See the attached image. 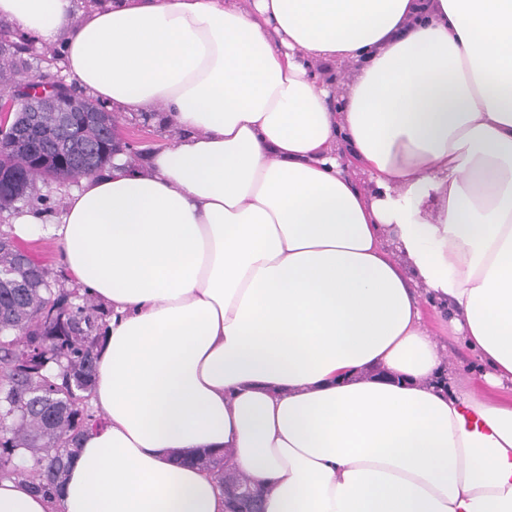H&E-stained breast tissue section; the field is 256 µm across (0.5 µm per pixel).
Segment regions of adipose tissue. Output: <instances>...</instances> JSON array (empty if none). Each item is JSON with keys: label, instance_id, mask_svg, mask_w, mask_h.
I'll return each mask as SVG.
<instances>
[{"label": "adipose tissue", "instance_id": "1", "mask_svg": "<svg viewBox=\"0 0 512 512\" xmlns=\"http://www.w3.org/2000/svg\"><path fill=\"white\" fill-rule=\"evenodd\" d=\"M0 0L97 101L179 135L15 217L109 310L55 496L0 512H512V402L437 384L416 286L512 381V0ZM354 64L337 84L336 64ZM351 150L371 187L342 163ZM203 459V464L216 474L224 490L229 512H264L260 509V494L251 482L229 484L224 480L225 463L222 455H207Z\"/></svg>", "mask_w": 512, "mask_h": 512}]
</instances>
